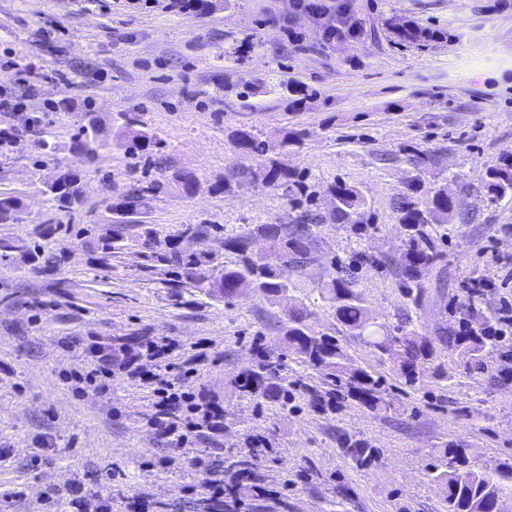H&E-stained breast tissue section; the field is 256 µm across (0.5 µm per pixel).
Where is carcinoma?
Here are the masks:
<instances>
[{
	"mask_svg": "<svg viewBox=\"0 0 512 512\" xmlns=\"http://www.w3.org/2000/svg\"><path fill=\"white\" fill-rule=\"evenodd\" d=\"M97 132L98 126L94 122L81 126L80 138L74 146L93 152ZM231 140L245 157L267 153L265 143L250 129L233 131ZM161 147L160 140L138 132L127 143V148L133 153ZM429 163V155L416 153L412 160L413 174L395 202L402 233L396 266L405 295L415 301L423 288L424 272L436 259L434 239L428 227L447 224L451 220L460 224L476 221L475 212L466 204L471 184L460 182L455 191L448 189L446 184L422 191ZM236 177L245 183L277 186L289 182L294 172L277 160L268 158L251 167H240ZM59 180L64 191L57 192L48 183L45 191L54 201L68 208L80 204L83 190L78 174L61 170ZM477 190L490 201L512 197V156L487 168L477 180ZM326 193L335 198V207L329 214L334 223L348 224L359 235L368 231V201L360 188L334 182L327 186ZM321 220L322 216L305 210L295 224L257 225L254 235L267 242V250L262 253L251 249L248 238H227L226 245L240 256L239 262L233 266L216 262L206 250L182 251L170 240H162L151 231L147 232V238L153 249V261L178 270V277L190 288L224 300L250 291L272 303L285 304L288 323L284 340L288 355L324 375L336 391L347 394L375 412L386 414L396 410V406L387 399L381 379L357 364L336 337L314 331L308 323L307 307L289 295L288 283L280 278L281 267L297 268L308 263L311 255L310 224ZM356 282L357 279L350 274L332 276L322 282L320 293L330 303L337 322L349 335L359 338L389 361L409 385L415 384L427 368L438 378L448 377V368L441 361V345L448 348L456 367L471 372L484 369L486 354L505 342V337L491 334L496 322L493 315L484 318L483 326L478 329L469 319L462 322L459 329L440 337L436 345L406 324L378 320L356 290ZM247 377L251 382V393L255 396L288 404V390L280 384L279 364L268 356H261V361L247 373ZM427 472L438 486L445 512H492L496 501L503 498L504 479L512 480V467L506 472L499 467L474 468L466 449L453 446L433 449Z\"/></svg>",
	"mask_w": 512,
	"mask_h": 512,
	"instance_id": "carcinoma-1",
	"label": "carcinoma"
}]
</instances>
